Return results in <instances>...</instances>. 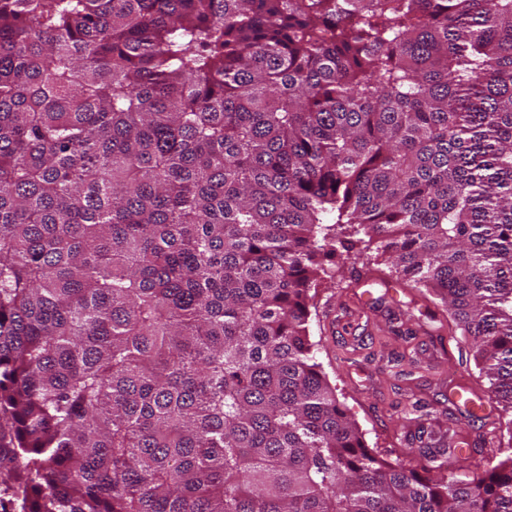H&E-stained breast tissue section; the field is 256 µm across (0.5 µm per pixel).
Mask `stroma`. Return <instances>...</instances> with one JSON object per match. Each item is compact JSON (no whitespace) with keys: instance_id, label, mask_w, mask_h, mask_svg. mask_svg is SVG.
<instances>
[{"instance_id":"35a3bbf8","label":"stroma","mask_w":512,"mask_h":512,"mask_svg":"<svg viewBox=\"0 0 512 512\" xmlns=\"http://www.w3.org/2000/svg\"><path fill=\"white\" fill-rule=\"evenodd\" d=\"M389 269L376 250L337 247L333 277L312 299L309 332L316 358L367 446L381 457L419 465L417 425L405 417L417 403L435 438L465 437L471 467L484 469L512 446L507 429L512 416L496 403L488 378L445 309L412 283L388 287ZM362 278L372 292L365 303L357 286ZM458 381L468 385L470 398L485 403L479 418H471L462 403L449 402L448 390Z\"/></svg>"}]
</instances>
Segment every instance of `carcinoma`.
I'll use <instances>...</instances> for the list:
<instances>
[{
	"instance_id": "1",
	"label": "carcinoma",
	"mask_w": 512,
	"mask_h": 512,
	"mask_svg": "<svg viewBox=\"0 0 512 512\" xmlns=\"http://www.w3.org/2000/svg\"><path fill=\"white\" fill-rule=\"evenodd\" d=\"M342 237L512 411V0H0V512H512L364 444Z\"/></svg>"
}]
</instances>
